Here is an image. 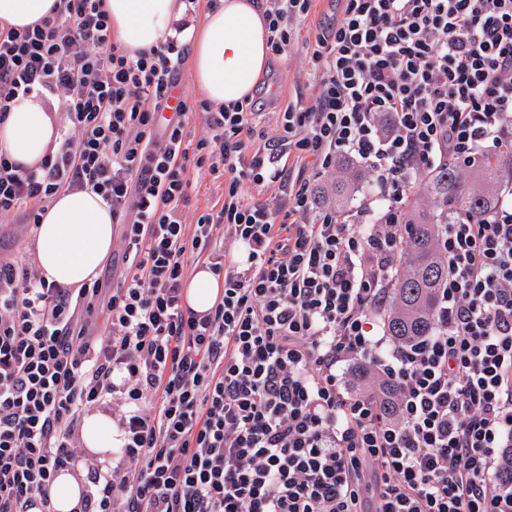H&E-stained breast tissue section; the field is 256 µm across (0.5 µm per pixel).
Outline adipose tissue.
Instances as JSON below:
<instances>
[{
	"instance_id": "obj_1",
	"label": "adipose tissue",
	"mask_w": 512,
	"mask_h": 512,
	"mask_svg": "<svg viewBox=\"0 0 512 512\" xmlns=\"http://www.w3.org/2000/svg\"><path fill=\"white\" fill-rule=\"evenodd\" d=\"M105 7L113 36L131 55L172 37L181 10L177 0H105ZM268 35L257 0H214L192 38L193 75L204 97L228 106L252 95L267 71ZM59 144L57 125L41 98L21 100L0 123V152L23 166H37ZM112 243V213L100 196L86 190L60 193L38 226V272L47 282L81 287L98 277ZM223 288V280L204 266L187 282L185 300L203 313L221 299ZM81 435L92 457L108 462L121 432L110 414L94 411L84 416Z\"/></svg>"
}]
</instances>
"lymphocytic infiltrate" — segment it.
I'll use <instances>...</instances> for the list:
<instances>
[{
    "instance_id": "f902f5d3",
    "label": "lymphocytic infiltrate",
    "mask_w": 512,
    "mask_h": 512,
    "mask_svg": "<svg viewBox=\"0 0 512 512\" xmlns=\"http://www.w3.org/2000/svg\"><path fill=\"white\" fill-rule=\"evenodd\" d=\"M261 2L283 54L311 0ZM340 2L306 43L314 104L262 143L249 99L162 121L188 47L128 55L103 0L0 28V122L34 93L65 116L37 168L0 153V220L35 227L60 192L92 191L123 264L77 289L0 254V512H53L80 416L109 399L122 445L81 512H512V205L447 226L435 335L384 355L373 334L417 174L512 150V0ZM342 156L377 191L347 223L314 199ZM193 168L222 202L190 224ZM194 259L224 279L205 313L183 297ZM356 360L394 384L395 415L348 390Z\"/></svg>"
}]
</instances>
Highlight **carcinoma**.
I'll use <instances>...</instances> for the list:
<instances>
[{
	"instance_id": "carcinoma-1",
	"label": "carcinoma",
	"mask_w": 512,
	"mask_h": 512,
	"mask_svg": "<svg viewBox=\"0 0 512 512\" xmlns=\"http://www.w3.org/2000/svg\"><path fill=\"white\" fill-rule=\"evenodd\" d=\"M361 173L347 164L338 167L324 202L346 209L357 200ZM424 194L409 198L405 223L408 240L392 282V303L384 316L389 335L398 341L429 336L435 329L438 288L448 276L439 249L443 225L460 217L480 218L512 191V152L494 155L468 167L443 161L420 177Z\"/></svg>"
}]
</instances>
